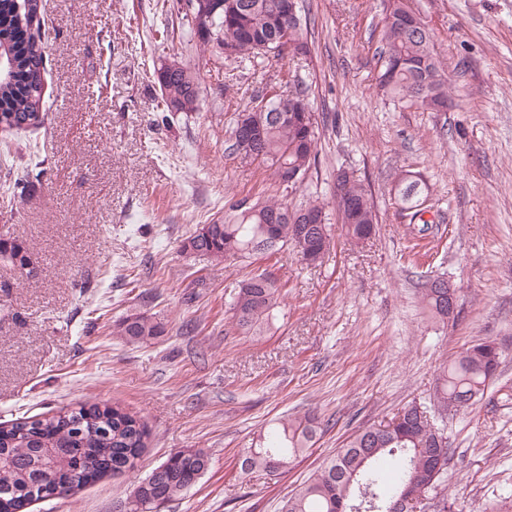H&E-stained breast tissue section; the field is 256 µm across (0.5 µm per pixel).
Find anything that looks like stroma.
<instances>
[{
  "instance_id": "stroma-1",
  "label": "stroma",
  "mask_w": 512,
  "mask_h": 512,
  "mask_svg": "<svg viewBox=\"0 0 512 512\" xmlns=\"http://www.w3.org/2000/svg\"><path fill=\"white\" fill-rule=\"evenodd\" d=\"M448 71L445 112L401 110L377 90L382 0H305L310 53L237 62L202 45L188 0H41V127L0 133V225L33 274L0 263V423L80 403L117 404L147 425L146 477L201 448L208 471L160 512H278L282 500L360 429L427 400L439 366L480 339L502 351L483 399L449 413L448 498L457 512H512V0H408ZM200 80L199 107L156 124L161 63ZM309 87L318 164L283 193L226 151L236 112ZM38 147L40 166L10 164ZM368 190L375 235L331 227L322 263L280 250L232 263L183 253L198 227L243 197L331 203L339 167ZM429 187L423 221L395 203L399 179ZM261 272L284 299L260 332H238L236 282ZM458 288L453 319L423 308L420 275ZM145 314L162 335L129 344L115 321ZM310 414L316 443L276 473L241 457L269 426ZM129 476H108L28 512H124Z\"/></svg>"
}]
</instances>
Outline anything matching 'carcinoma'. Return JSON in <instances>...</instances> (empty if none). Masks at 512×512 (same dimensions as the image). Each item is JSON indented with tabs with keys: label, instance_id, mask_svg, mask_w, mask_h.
<instances>
[{
	"label": "carcinoma",
	"instance_id": "cac0c4a2",
	"mask_svg": "<svg viewBox=\"0 0 512 512\" xmlns=\"http://www.w3.org/2000/svg\"><path fill=\"white\" fill-rule=\"evenodd\" d=\"M213 13V36L233 59L282 58L290 46L309 52V15L296 10L288 15V0H208ZM40 0H0V58L7 70L0 75V129L26 131L42 124L45 55L36 37ZM428 28L415 24L405 0H384L380 45L379 90L402 107L417 106L441 112L448 106V73L431 49ZM161 103L168 112H194L198 108L197 74L180 64H162L157 70ZM288 90L237 113L229 132V154L243 163L266 168L284 191L297 188L316 164L320 135L318 118L293 119L297 103L306 99L296 79ZM423 190L417 180H400L396 204L411 211V218L425 213ZM334 209L338 223L356 243L372 237L378 224L367 190L346 176L335 188ZM318 213L323 222L311 224ZM331 224L323 203L310 199L291 208L288 202L267 197L242 198L224 210V216L205 224L182 245L186 254L214 261H236L255 253L293 248L308 265L323 262L330 248ZM30 259L26 244L9 235L0 236V262L25 271ZM440 276H423L422 303L437 320L449 318L447 289L438 287ZM280 288L268 273L237 284L231 304L238 330L246 333L263 323L280 304ZM164 332L160 323L140 314L127 316L113 326V334L126 342H144ZM501 351L495 342L482 340L461 351L440 367L429 403L432 418L468 409L484 396L496 376ZM317 426L310 416H290L270 427L258 446L249 449L241 469L274 473L290 459L312 447ZM150 433L141 419L118 405L82 404L61 408L0 427V494L19 500L41 498L43 482L54 474L79 488L96 478L113 474L131 456L149 447ZM55 449L47 457L44 449ZM210 464L201 448L174 451L144 479L134 482L132 512H157L195 486ZM448 446H438L428 419L416 403L400 409L387 422L369 426L338 449L322 468L283 500L279 512H353L362 503L361 489L379 505L403 494L409 484L442 503L448 512Z\"/></svg>",
	"mask_w": 512,
	"mask_h": 512
}]
</instances>
